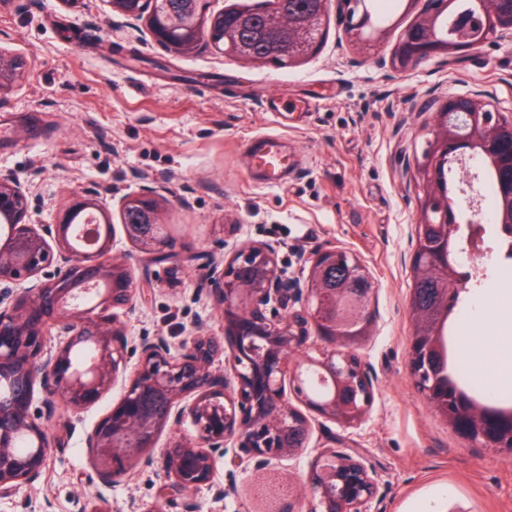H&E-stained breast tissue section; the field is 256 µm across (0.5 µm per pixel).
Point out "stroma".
Masks as SVG:
<instances>
[{"instance_id": "obj_1", "label": "stroma", "mask_w": 512, "mask_h": 512, "mask_svg": "<svg viewBox=\"0 0 512 512\" xmlns=\"http://www.w3.org/2000/svg\"><path fill=\"white\" fill-rule=\"evenodd\" d=\"M422 9L402 8L375 61L328 17L317 53L283 68L240 64L214 49L167 52L144 23L130 24L106 0H0V49L22 58L24 74L0 92V170L24 185L30 220L55 223L77 198L164 190L158 219L174 250L189 255L179 271L147 262L111 210L112 253L146 297L122 321L133 347L111 388L89 408L70 412L65 444L50 449L38 482L22 486L0 512H90L94 487L85 434L115 407L131 381L141 339L179 345L196 333L220 336L224 315L204 290L212 262L249 245L275 252L277 274L304 285L314 253L355 254L376 288L373 320L358 350L377 375L363 422L343 428L306 410L310 451L274 460L282 479L280 508L308 512L311 465L319 448L351 438L381 474L368 512H418L429 498L451 512H512V456L472 445L415 387L410 374V309L420 186L412 174L436 113L456 94H479L512 112V46L491 39L458 59L438 57L399 74L389 57L404 27ZM291 104L280 119L264 107ZM276 132L295 160L279 188L254 185L244 145ZM453 320L470 316L501 287L512 264L486 262ZM159 466L138 465L105 491L110 512H181V497L160 498ZM213 488L194 499L198 512H266L252 467L217 459ZM224 488L225 496L214 493Z\"/></svg>"}]
</instances>
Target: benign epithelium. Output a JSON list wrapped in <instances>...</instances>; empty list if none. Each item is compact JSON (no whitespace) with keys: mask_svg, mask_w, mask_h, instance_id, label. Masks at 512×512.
Wrapping results in <instances>:
<instances>
[{"mask_svg":"<svg viewBox=\"0 0 512 512\" xmlns=\"http://www.w3.org/2000/svg\"><path fill=\"white\" fill-rule=\"evenodd\" d=\"M336 3V21L349 41L368 56L378 50L386 32L364 15L351 19L355 0H322L324 9ZM112 11L134 21H145L154 40L176 55H187L212 41L201 33L200 21L175 15L160 16L147 9L149 0H106ZM455 0H423L418 19L407 27L392 48L390 65L398 73L417 69L427 61L474 52L491 38L512 40V0H471L473 19L482 39L459 45L439 35ZM224 42L236 58H257L237 51L233 9L226 8ZM22 59L0 49V92L22 69ZM440 111L462 116L466 133L434 142L418 169L438 174L440 164L464 156L485 159L497 172L501 200L512 209V139L503 143L497 127L512 133V118L491 113L477 94L448 97ZM163 198L155 186L144 185L117 201L120 214L130 209L150 214L151 223L124 225L127 238L154 255L159 263L179 257L170 248L158 222ZM460 200L448 198V209L438 213L421 204L418 223L446 224L456 217ZM93 209L108 217L106 203L85 197L72 203L54 224L28 220L25 188L8 172L0 171V382L8 391L0 395V501L11 499L24 484L41 478L50 448L70 429V421L57 412L59 403L74 410L95 404L115 381L129 349L120 313L136 307L144 296L127 264L112 257L113 229L95 225L94 242L78 248L73 243L77 225L73 213ZM473 249L461 238L443 239L425 256L428 263L448 266L455 254ZM345 251L327 249L311 261L305 287L296 288L278 278L274 250L250 246L240 250L223 271L222 283L211 289L224 310V336H192L178 349L163 337L139 343L140 360L120 402L86 435L97 486L110 488L149 456L162 433L190 423L192 439H176L164 449L160 468L166 483L165 498L185 496L183 512H197L192 496L212 484L216 458L226 455L227 441L237 450L235 465L266 469L285 454L308 449L310 424L305 415L288 406L285 379L314 373L330 387L322 401H309L294 383L292 392L317 413L354 428L365 418L373 399V378L357 353L362 337L336 334V321L319 319L325 304L324 270ZM256 266L262 275L253 283L237 277L242 266ZM375 289L358 288L351 296L369 321ZM316 324L328 349L320 357L293 359L306 347L309 323ZM57 336L55 349H46V337ZM442 344L440 326L429 336H415L411 346L414 385L436 405L438 377L422 383L420 361ZM88 355L77 359V353ZM472 399L455 394V425L467 441L512 454V415L494 409L470 412ZM31 448L17 449L19 439ZM315 504L307 512H366L378 496L380 475L360 449L321 451L311 473Z\"/></svg>","mask_w":512,"mask_h":512,"instance_id":"1","label":"benign epithelium"}]
</instances>
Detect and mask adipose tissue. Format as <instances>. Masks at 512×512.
<instances>
[{"instance_id": "adipose-tissue-1", "label": "adipose tissue", "mask_w": 512, "mask_h": 512, "mask_svg": "<svg viewBox=\"0 0 512 512\" xmlns=\"http://www.w3.org/2000/svg\"><path fill=\"white\" fill-rule=\"evenodd\" d=\"M490 319L488 335L469 339L472 369L481 374L491 389L512 385V305L500 301L478 312Z\"/></svg>"}]
</instances>
